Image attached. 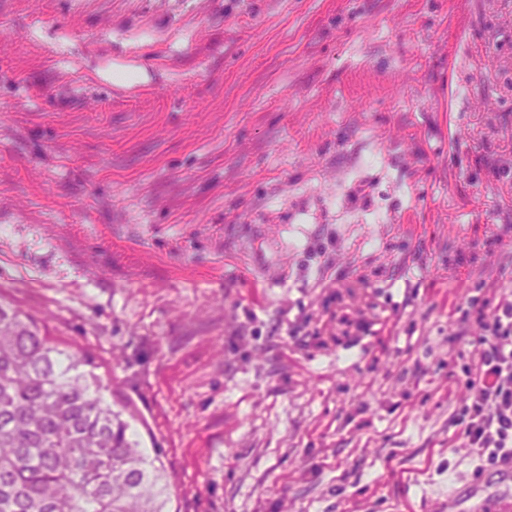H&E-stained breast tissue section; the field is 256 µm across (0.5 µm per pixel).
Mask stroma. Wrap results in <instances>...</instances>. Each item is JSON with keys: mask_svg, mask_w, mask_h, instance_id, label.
Returning <instances> with one entry per match:
<instances>
[{"mask_svg": "<svg viewBox=\"0 0 512 512\" xmlns=\"http://www.w3.org/2000/svg\"><path fill=\"white\" fill-rule=\"evenodd\" d=\"M508 295L512 0H0V296L170 512H435Z\"/></svg>", "mask_w": 512, "mask_h": 512, "instance_id": "1", "label": "stroma"}]
</instances>
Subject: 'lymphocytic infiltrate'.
Returning a JSON list of instances; mask_svg holds the SVG:
<instances>
[{"label":"lymphocytic infiltrate","instance_id":"obj_1","mask_svg":"<svg viewBox=\"0 0 512 512\" xmlns=\"http://www.w3.org/2000/svg\"><path fill=\"white\" fill-rule=\"evenodd\" d=\"M465 382L467 403L453 418L460 436L478 457L495 464L512 456V300L503 299Z\"/></svg>","mask_w":512,"mask_h":512}]
</instances>
